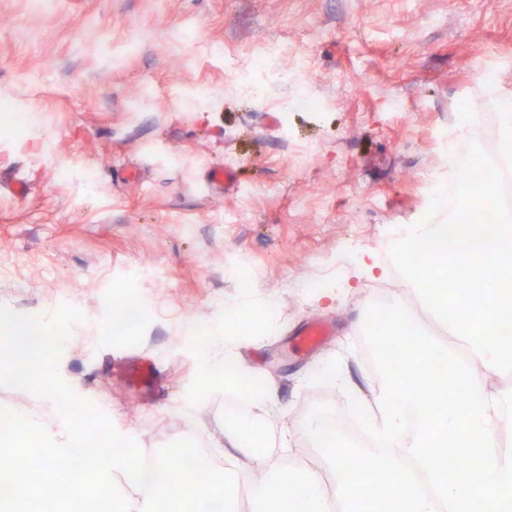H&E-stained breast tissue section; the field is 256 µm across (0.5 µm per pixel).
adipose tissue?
I'll return each instance as SVG.
<instances>
[{
  "label": "adipose tissue",
  "mask_w": 512,
  "mask_h": 512,
  "mask_svg": "<svg viewBox=\"0 0 512 512\" xmlns=\"http://www.w3.org/2000/svg\"><path fill=\"white\" fill-rule=\"evenodd\" d=\"M239 340L223 335L215 327L206 328L198 347L201 355V377L211 388H219L236 373H248L249 368L237 355ZM274 399L273 386H265L249 398L247 415L228 414L224 417V440L218 445L217 458L199 457L198 466L210 468L214 479L224 483V509L232 512L237 498L235 475L238 469L249 466L256 458L253 435L265 424ZM280 487L279 495L268 492V486L257 485L253 499L257 512H296L298 499H306L311 512H327L328 501L321 485L315 480L300 481L292 466L271 468V482Z\"/></svg>",
  "instance_id": "adipose-tissue-1"
}]
</instances>
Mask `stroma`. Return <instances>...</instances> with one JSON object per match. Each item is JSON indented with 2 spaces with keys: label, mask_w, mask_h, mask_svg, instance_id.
Segmentation results:
<instances>
[{
  "label": "stroma",
  "mask_w": 512,
  "mask_h": 512,
  "mask_svg": "<svg viewBox=\"0 0 512 512\" xmlns=\"http://www.w3.org/2000/svg\"><path fill=\"white\" fill-rule=\"evenodd\" d=\"M90 24L112 45L133 26L156 37L116 67L110 48L82 39ZM188 27L195 37H182ZM269 41L288 53L277 77L256 75L259 96L202 52L217 42L245 56ZM202 85L215 95L193 100ZM302 93L314 107L297 106ZM493 94L512 96V0H51L42 10L0 0V98L29 113L23 138L0 137V178L28 185L22 196L0 193V305L81 310L69 375L122 437L155 453L182 438L209 451L224 438L239 392L201 380V327L224 324L226 310L248 300L279 303L282 318L239 348L276 393L272 426L254 440L260 463L237 482L266 480L269 463L315 452L304 430L314 408L348 403L340 385L313 383L321 361L350 351L352 380L376 382L360 346L375 284L358 277L357 262L385 260V232L425 218L439 184L424 176L448 167L434 142L461 102L481 113L485 151L499 156ZM301 147L310 155L296 169L290 156ZM228 153L240 163L225 192L206 172ZM227 210L239 223H221ZM240 253L255 262L248 294L228 267ZM139 263L162 275L136 285L146 314L119 336L109 300ZM332 269L341 299L316 300L308 281ZM316 318L335 334L302 351L295 336ZM137 357L158 368L151 389L112 374L113 360ZM283 428L287 448L277 441Z\"/></svg>",
  "instance_id": "1"
}]
</instances>
